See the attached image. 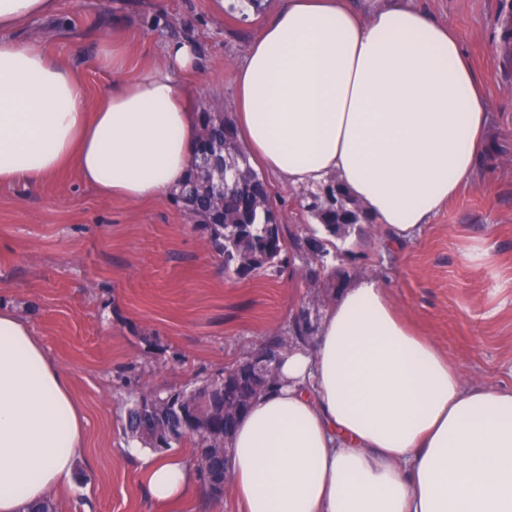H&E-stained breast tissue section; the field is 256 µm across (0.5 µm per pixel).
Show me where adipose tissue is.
<instances>
[{
  "mask_svg": "<svg viewBox=\"0 0 512 512\" xmlns=\"http://www.w3.org/2000/svg\"><path fill=\"white\" fill-rule=\"evenodd\" d=\"M54 5L0 0V186L70 168L130 202L178 191L199 136L180 83L195 45L167 43L130 80L121 47L102 43L112 84L91 110L76 73L16 35ZM232 80L251 160L291 187L336 174L394 244L474 180L489 146L484 76L458 30L414 0L368 15L346 0H282ZM278 379L228 441L245 512H512V388L464 384L380 281L344 289ZM83 447L67 374L0 310V512L69 483ZM131 453L157 504L202 492L197 458Z\"/></svg>",
  "mask_w": 512,
  "mask_h": 512,
  "instance_id": "ef3b65f1",
  "label": "adipose tissue"
}]
</instances>
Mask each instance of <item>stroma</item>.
<instances>
[{"label": "stroma", "mask_w": 512, "mask_h": 512, "mask_svg": "<svg viewBox=\"0 0 512 512\" xmlns=\"http://www.w3.org/2000/svg\"><path fill=\"white\" fill-rule=\"evenodd\" d=\"M415 2L463 34L486 76L494 147L411 241L389 245L373 224L327 236L303 208L306 187L272 177L283 261L241 278L173 196L105 198L71 170L0 187V308L27 321L84 414L85 452L56 512H160L125 452L131 399L200 386L270 337L292 343L299 319L320 328L342 288L367 276L465 380L512 387V70L502 65L512 0ZM279 6L267 0L243 20L221 0H56L20 35L72 68L90 105L111 84L96 63L102 42L125 48L137 78L166 43L191 39L202 63L184 90L198 108L223 101L231 117L232 70Z\"/></svg>", "instance_id": "35a3bbf8"}]
</instances>
